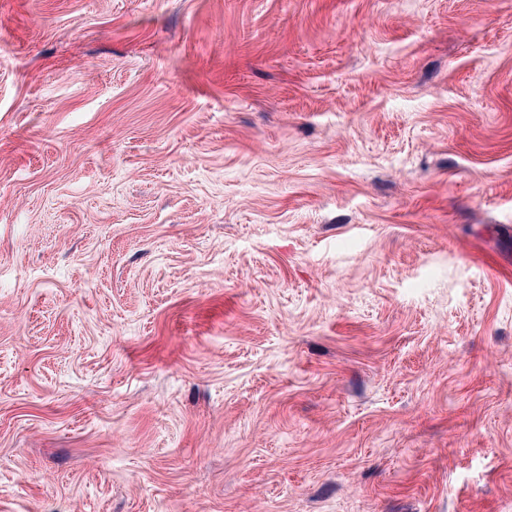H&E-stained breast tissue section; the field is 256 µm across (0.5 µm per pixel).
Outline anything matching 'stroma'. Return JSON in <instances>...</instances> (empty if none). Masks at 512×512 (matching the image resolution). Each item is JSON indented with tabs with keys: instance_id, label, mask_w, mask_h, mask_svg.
Masks as SVG:
<instances>
[{
	"instance_id": "1",
	"label": "stroma",
	"mask_w": 512,
	"mask_h": 512,
	"mask_svg": "<svg viewBox=\"0 0 512 512\" xmlns=\"http://www.w3.org/2000/svg\"><path fill=\"white\" fill-rule=\"evenodd\" d=\"M0 512H512V0H0Z\"/></svg>"
}]
</instances>
